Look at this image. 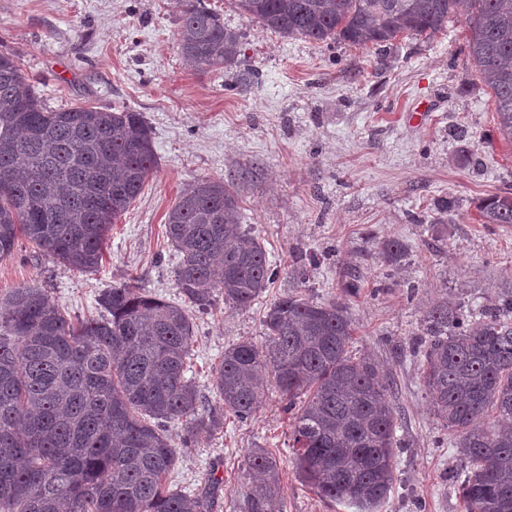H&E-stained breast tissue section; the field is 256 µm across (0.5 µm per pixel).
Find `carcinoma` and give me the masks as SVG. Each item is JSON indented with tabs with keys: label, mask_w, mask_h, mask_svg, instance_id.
Returning <instances> with one entry per match:
<instances>
[{
	"label": "carcinoma",
	"mask_w": 512,
	"mask_h": 512,
	"mask_svg": "<svg viewBox=\"0 0 512 512\" xmlns=\"http://www.w3.org/2000/svg\"><path fill=\"white\" fill-rule=\"evenodd\" d=\"M283 36L387 46L431 38L469 20V55L492 90L497 129L512 140V0H232ZM181 54L207 69L236 57L240 35L204 0H180ZM155 166L151 127L128 109H45L16 56L0 52V259L19 237L80 272L102 264L112 224ZM485 224H512V192L481 199ZM179 256L184 304L123 284L105 288L96 318L73 319L44 288L0 296V512H211L217 483L194 493L169 482L177 461L167 423L187 418L182 443L246 420L274 390L292 414L288 447L303 484L329 504L376 512L395 481L399 416L370 353L350 350L346 306L301 292L273 300L264 344L224 348L212 369L220 406L186 377L194 351L190 309L217 298L246 310L274 281L260 242L246 237L239 200L202 179L165 215ZM405 253L379 248L385 264ZM416 345L430 403L456 437L464 512H512V289L475 313L444 298L423 314ZM262 483L240 512H275L278 460L244 458Z\"/></svg>",
	"instance_id": "1"
}]
</instances>
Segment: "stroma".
<instances>
[{"instance_id": "35a3bbf8", "label": "stroma", "mask_w": 512, "mask_h": 512, "mask_svg": "<svg viewBox=\"0 0 512 512\" xmlns=\"http://www.w3.org/2000/svg\"><path fill=\"white\" fill-rule=\"evenodd\" d=\"M241 34L234 63L204 70L181 54L179 0H0V51L15 53L52 110L96 106L142 113L156 167L113 224L98 271L82 273L19 238L0 259V295L46 288L72 316H96L106 288L130 283L158 298L182 297L165 214L198 180L233 186L245 232L277 276L249 309L216 304L194 313L189 375L209 404L220 399L211 368L229 344L262 343L270 302L299 288L338 299L391 382L401 425L396 479L380 512H464L452 472L456 439L434 416L419 357L411 351L426 308L449 297L489 303L512 283V224H485L476 204L512 190V141L496 129V104L468 54L469 27L451 19L434 37H398L385 48L284 37L207 0ZM422 110L425 120L410 114ZM458 202L439 224L435 202ZM405 245L397 266L377 259L382 242ZM356 277L357 295L342 281ZM290 419L275 392L247 420L177 448L173 483L218 482L213 512H234L250 480L249 449L279 461L281 512H350L302 485L288 448Z\"/></svg>"}]
</instances>
